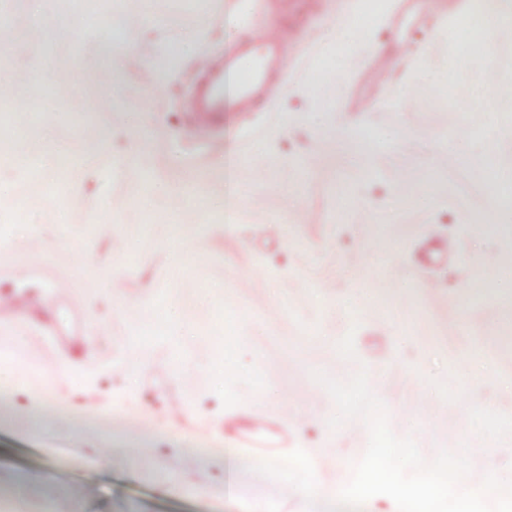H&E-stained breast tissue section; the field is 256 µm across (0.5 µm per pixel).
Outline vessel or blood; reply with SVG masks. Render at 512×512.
Segmentation results:
<instances>
[{
	"label": "vessel or blood",
	"instance_id": "obj_1",
	"mask_svg": "<svg viewBox=\"0 0 512 512\" xmlns=\"http://www.w3.org/2000/svg\"><path fill=\"white\" fill-rule=\"evenodd\" d=\"M288 61V38L276 29H248L224 55L203 59L197 69L189 110L190 136L205 139L216 120L234 123L243 114L263 111L282 90ZM241 430L238 417L224 421V439L244 453L274 454L287 447L286 436L259 439L253 432L270 427L267 416L250 417Z\"/></svg>",
	"mask_w": 512,
	"mask_h": 512
}]
</instances>
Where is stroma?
<instances>
[{"instance_id":"stroma-1","label":"stroma","mask_w":512,"mask_h":512,"mask_svg":"<svg viewBox=\"0 0 512 512\" xmlns=\"http://www.w3.org/2000/svg\"><path fill=\"white\" fill-rule=\"evenodd\" d=\"M395 2L366 21L364 0H98L92 19L0 0L17 91L0 123V512H307L229 451L224 419L285 417L335 489L368 434L330 429L312 373L361 365L426 459L467 451L468 488L512 479V42L491 31L471 52L459 32L485 12L512 28V0H416L397 28ZM270 26L294 35L284 90L188 137L202 58ZM350 330L353 361L336 350Z\"/></svg>"}]
</instances>
